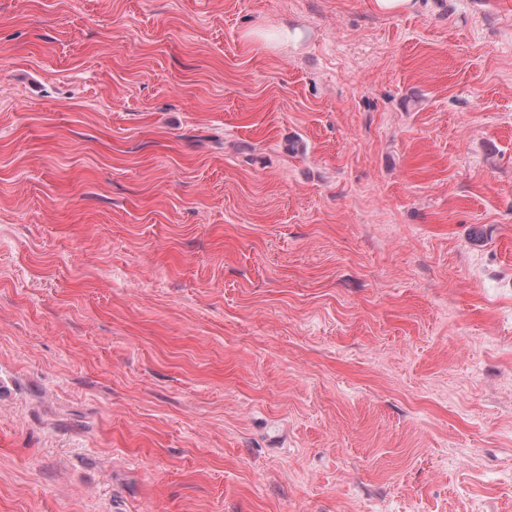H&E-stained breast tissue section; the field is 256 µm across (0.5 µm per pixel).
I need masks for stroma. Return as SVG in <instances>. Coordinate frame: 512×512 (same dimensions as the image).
<instances>
[{
  "mask_svg": "<svg viewBox=\"0 0 512 512\" xmlns=\"http://www.w3.org/2000/svg\"><path fill=\"white\" fill-rule=\"evenodd\" d=\"M0 512H512V0H0Z\"/></svg>",
  "mask_w": 512,
  "mask_h": 512,
  "instance_id": "obj_1",
  "label": "stroma"
}]
</instances>
